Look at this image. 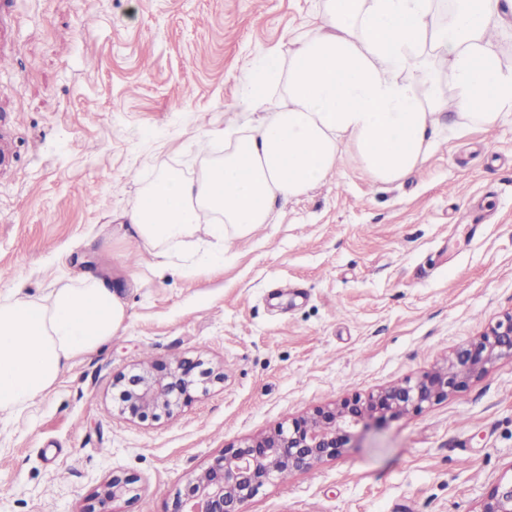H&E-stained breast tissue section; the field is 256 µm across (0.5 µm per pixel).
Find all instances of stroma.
<instances>
[{"label": "stroma", "instance_id": "obj_1", "mask_svg": "<svg viewBox=\"0 0 512 512\" xmlns=\"http://www.w3.org/2000/svg\"><path fill=\"white\" fill-rule=\"evenodd\" d=\"M321 0H0V294L82 268L124 285L130 319L18 414H0V512H170L224 446L418 375L512 310V117L445 132L405 182L349 147L224 267L161 269L123 212L158 163L197 175L244 126L243 74L318 23ZM202 359L224 375L155 420L120 417L119 374ZM512 470V362L264 488L246 512H476ZM133 483V479L130 477L112 476V479L106 483L100 499V506L102 510L97 512H107L106 505L108 502L120 498L130 491L129 485Z\"/></svg>", "mask_w": 512, "mask_h": 512}]
</instances>
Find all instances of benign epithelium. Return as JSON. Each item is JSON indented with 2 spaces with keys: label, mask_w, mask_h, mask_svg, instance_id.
Returning a JSON list of instances; mask_svg holds the SVG:
<instances>
[{
  "label": "benign epithelium",
  "mask_w": 512,
  "mask_h": 512,
  "mask_svg": "<svg viewBox=\"0 0 512 512\" xmlns=\"http://www.w3.org/2000/svg\"><path fill=\"white\" fill-rule=\"evenodd\" d=\"M500 360H512V312L414 379L319 407L286 427L225 446L205 469L186 480L171 512H244V505L261 488L280 481L283 473L310 471L340 457L370 429L462 392ZM203 365L201 360L151 362L119 376L116 385L125 395L119 414L146 420L191 404L199 385L213 375ZM132 483L130 477H112L104 486L100 512H107V503L125 495ZM477 512H512V479L493 484Z\"/></svg>",
  "instance_id": "benign-epithelium-1"
}]
</instances>
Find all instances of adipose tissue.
<instances>
[{"mask_svg": "<svg viewBox=\"0 0 512 512\" xmlns=\"http://www.w3.org/2000/svg\"><path fill=\"white\" fill-rule=\"evenodd\" d=\"M501 0H323L315 30L246 73L237 108L263 113L228 133L199 178L169 167L122 214L127 237L158 266L221 269L235 239L274 223L282 206L333 172L349 146L377 185L422 169L446 127L491 132L512 116V67L488 35ZM454 122L445 125L443 113ZM219 215L202 224L205 214ZM209 240L194 248L199 232ZM129 319L111 279L87 270L43 297H0V412L49 392L75 358L101 348Z\"/></svg>", "mask_w": 512, "mask_h": 512, "instance_id": "ef3b65f1", "label": "adipose tissue"}]
</instances>
